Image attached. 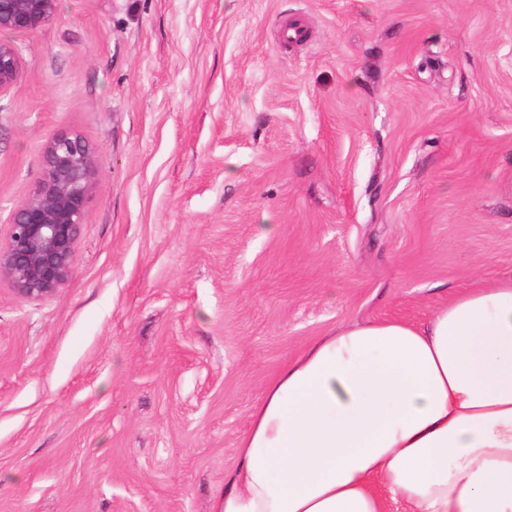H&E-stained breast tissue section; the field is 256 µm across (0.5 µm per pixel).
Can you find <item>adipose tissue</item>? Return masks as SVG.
<instances>
[{
  "instance_id": "1",
  "label": "adipose tissue",
  "mask_w": 512,
  "mask_h": 512,
  "mask_svg": "<svg viewBox=\"0 0 512 512\" xmlns=\"http://www.w3.org/2000/svg\"><path fill=\"white\" fill-rule=\"evenodd\" d=\"M217 512H512V275L286 362Z\"/></svg>"
}]
</instances>
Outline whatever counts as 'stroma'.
<instances>
[{
  "label": "stroma",
  "mask_w": 512,
  "mask_h": 512,
  "mask_svg": "<svg viewBox=\"0 0 512 512\" xmlns=\"http://www.w3.org/2000/svg\"><path fill=\"white\" fill-rule=\"evenodd\" d=\"M0 228L74 131L53 298L0 281V512H216L283 364L512 273V0H60L13 35Z\"/></svg>",
  "instance_id": "obj_1"
}]
</instances>
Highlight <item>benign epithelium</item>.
I'll use <instances>...</instances> for the list:
<instances>
[{"instance_id": "benign-epithelium-1", "label": "benign epithelium", "mask_w": 512, "mask_h": 512, "mask_svg": "<svg viewBox=\"0 0 512 512\" xmlns=\"http://www.w3.org/2000/svg\"><path fill=\"white\" fill-rule=\"evenodd\" d=\"M58 0H0V33H28L52 21ZM18 49L0 40V94L19 80ZM42 176L12 211L0 237V280L27 301L56 296L75 272L76 248L87 206L98 186L93 145L60 132L40 152Z\"/></svg>"}]
</instances>
